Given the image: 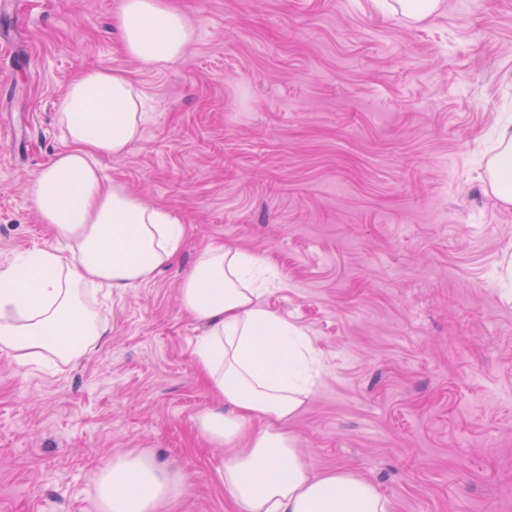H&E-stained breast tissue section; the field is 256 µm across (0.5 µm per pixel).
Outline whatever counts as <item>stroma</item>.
Masks as SVG:
<instances>
[{"label": "stroma", "instance_id": "stroma-1", "mask_svg": "<svg viewBox=\"0 0 512 512\" xmlns=\"http://www.w3.org/2000/svg\"><path fill=\"white\" fill-rule=\"evenodd\" d=\"M0 7V268L56 245L34 180L65 142L80 70L125 71L152 106L105 181L188 228L150 282L91 306L93 353L0 352V512H94L91 478L151 451L188 479L165 512H232L202 332L179 287L209 245L276 268L269 309L309 335L322 381L288 428L314 472L368 477L392 512H512V205L487 174L512 117V0H173L195 28L160 67L128 58L117 0Z\"/></svg>", "mask_w": 512, "mask_h": 512}]
</instances>
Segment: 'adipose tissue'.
<instances>
[{"label": "adipose tissue", "mask_w": 512, "mask_h": 512, "mask_svg": "<svg viewBox=\"0 0 512 512\" xmlns=\"http://www.w3.org/2000/svg\"><path fill=\"white\" fill-rule=\"evenodd\" d=\"M124 52L158 66L179 58L194 38L166 0H119L114 15ZM67 142L40 171L33 196L43 223L65 249L34 253L0 269V351L19 366L70 362L108 336L85 288L147 282L180 255L187 227L171 210L103 185L101 160L127 153L147 119L141 94L122 70L80 73L60 102ZM488 171L512 204V127L499 133ZM277 271L256 255L221 244L206 248L183 280L184 311L204 325L192 353L220 405L196 419L200 435L228 448L220 470L237 512H391L363 475L312 473L288 423L322 377L306 333L271 311L265 296ZM259 428H252L254 420ZM95 512H162L187 490L178 469L145 450L113 457L92 478Z\"/></svg>", "instance_id": "obj_1"}]
</instances>
